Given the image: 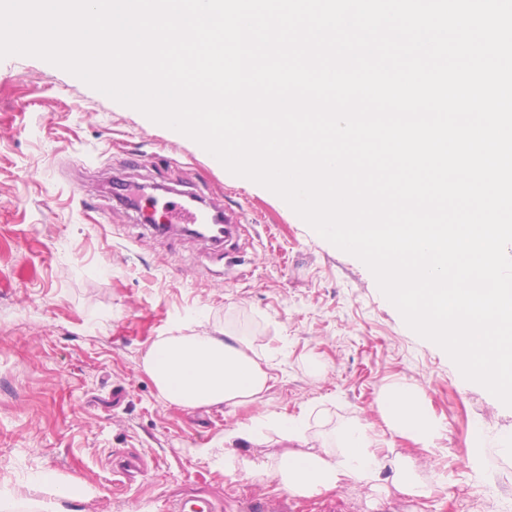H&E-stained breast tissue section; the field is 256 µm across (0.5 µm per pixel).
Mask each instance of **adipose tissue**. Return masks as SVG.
<instances>
[{
	"instance_id": "ef3b65f1",
	"label": "adipose tissue",
	"mask_w": 512,
	"mask_h": 512,
	"mask_svg": "<svg viewBox=\"0 0 512 512\" xmlns=\"http://www.w3.org/2000/svg\"><path fill=\"white\" fill-rule=\"evenodd\" d=\"M143 369L159 396L183 407L244 408L260 401L275 380L268 359L252 348L250 338L225 331L158 337L149 347ZM388 431L434 456L441 426L429 411L423 392L395 383L383 386L377 399ZM311 411L263 413L224 431V470L271 476L289 493L308 496L348 484L376 486L388 478L392 487L418 497L430 496L434 484L412 452L383 447L371 424L353 417L331 431L316 430ZM291 442L288 453L261 458L252 447L270 435Z\"/></svg>"
}]
</instances>
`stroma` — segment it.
I'll return each mask as SVG.
<instances>
[{"instance_id":"1","label":"stroma","mask_w":512,"mask_h":512,"mask_svg":"<svg viewBox=\"0 0 512 512\" xmlns=\"http://www.w3.org/2000/svg\"><path fill=\"white\" fill-rule=\"evenodd\" d=\"M243 213L249 241L221 258L182 233L154 235L168 188ZM272 353L276 381L231 412L166 402L142 367L188 317ZM325 362L311 375L308 358ZM402 382L442 426L435 489L417 498L351 484L307 497L224 472L225 427L266 411L385 425L376 398ZM481 447H474L475 428ZM512 407L463 385L367 266L319 237L268 189L233 177L198 143L32 56L0 59V499L46 512H169L189 494L218 512H512Z\"/></svg>"}]
</instances>
